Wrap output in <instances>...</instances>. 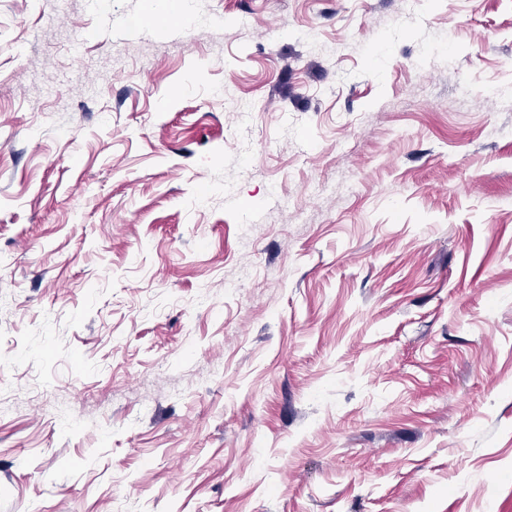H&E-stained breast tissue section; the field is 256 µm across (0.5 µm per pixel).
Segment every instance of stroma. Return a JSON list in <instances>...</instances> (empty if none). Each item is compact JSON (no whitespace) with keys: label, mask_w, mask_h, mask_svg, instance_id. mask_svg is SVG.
<instances>
[{"label":"stroma","mask_w":512,"mask_h":512,"mask_svg":"<svg viewBox=\"0 0 512 512\" xmlns=\"http://www.w3.org/2000/svg\"><path fill=\"white\" fill-rule=\"evenodd\" d=\"M0 72V512H512V0H0Z\"/></svg>","instance_id":"obj_1"}]
</instances>
